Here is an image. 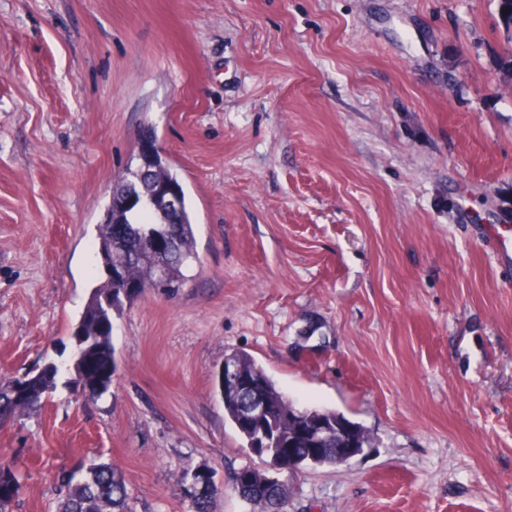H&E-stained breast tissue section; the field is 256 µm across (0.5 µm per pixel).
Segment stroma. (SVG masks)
<instances>
[{
    "instance_id": "1",
    "label": "stroma",
    "mask_w": 512,
    "mask_h": 512,
    "mask_svg": "<svg viewBox=\"0 0 512 512\" xmlns=\"http://www.w3.org/2000/svg\"><path fill=\"white\" fill-rule=\"evenodd\" d=\"M152 125L197 264L112 324L96 405L65 381L0 427L20 489L118 466L134 512H248L214 377L250 354L374 447L282 473L287 512H512V24L498 0H0V376L69 359L96 226ZM185 491L191 499L192 512H215L217 499L222 495L221 489H210L205 487L200 491L190 494L186 486Z\"/></svg>"
}]
</instances>
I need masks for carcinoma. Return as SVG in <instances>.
I'll return each instance as SVG.
<instances>
[{"label": "carcinoma", "instance_id": "carcinoma-1", "mask_svg": "<svg viewBox=\"0 0 512 512\" xmlns=\"http://www.w3.org/2000/svg\"><path fill=\"white\" fill-rule=\"evenodd\" d=\"M140 163L134 154L123 171L115 178L100 224L96 225V258L106 278L90 289L72 335L80 360L69 362L70 382L82 404L95 403L109 388L115 371L112 344L114 314L124 303L144 296L131 289L130 283L143 275L144 266L155 261L150 255L145 238L153 233H164L178 244V256L163 259L164 288L175 287L183 278L186 265L198 260L195 250L194 222L186 201V194L177 172L162 155L147 161L151 179L138 184L150 190L153 183L162 182L178 189L182 206L174 216L149 209H125L119 197L124 184L134 180L133 173ZM123 229L128 244L127 253L114 245L115 232ZM247 375L252 390L277 408L274 421L266 425L248 424L243 420V390H227L224 382L215 380V388L224 403V418L238 432L246 448L261 454L260 460L270 456L288 466V449H293L298 464L320 466L336 464V449L352 441L359 448H370L373 437L361 426L341 418L339 427L318 436L296 434L298 406L280 392L264 369L249 355L234 352L225 357ZM58 368L47 366L39 374L27 373L20 378H0V419L15 421L37 413L42 399L56 386ZM251 475L244 483L234 482L235 493L250 507V512H285L288 487L271 469L248 466ZM60 494L55 512H133L122 471L109 462H93L85 471L63 470L58 475ZM19 490L13 462L0 455V512H6ZM220 489L205 487L190 495L192 512H216Z\"/></svg>", "mask_w": 512, "mask_h": 512}]
</instances>
